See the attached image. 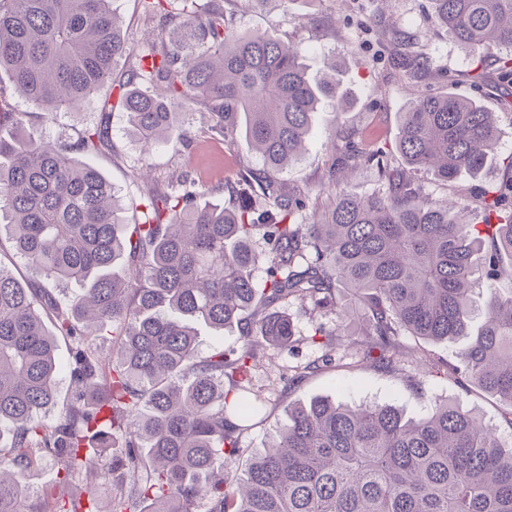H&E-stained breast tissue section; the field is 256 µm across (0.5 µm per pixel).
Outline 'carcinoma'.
<instances>
[{
  "label": "carcinoma",
  "instance_id": "1",
  "mask_svg": "<svg viewBox=\"0 0 512 512\" xmlns=\"http://www.w3.org/2000/svg\"><path fill=\"white\" fill-rule=\"evenodd\" d=\"M140 2L164 39L125 37L111 0H0V70L48 117L109 86L147 150L189 144L188 116L205 109L211 131L228 143L242 131L260 155L265 170L246 181L263 204L199 205L202 184L186 176L163 192L146 185L130 225L92 163L112 149L111 113L56 144L0 96V232L44 280L86 285L64 306L53 289L24 288L0 269V512H100L107 484L111 512H197L202 500L209 512H512V441L448 401L418 419L390 405H294L241 475L227 470L263 409L245 386L249 363L297 342L281 305L308 310L309 340L331 350L344 325L329 330L321 318L343 312L339 288L353 292L365 329L349 347L386 372L405 362L402 336L470 335L474 283L497 280L512 257V175L473 205L433 198L416 175L481 173L498 146L494 113L453 91L413 101L401 116L403 167L332 134L329 184L374 165L380 188L341 191L317 210L270 172L301 157L318 106L341 111L336 64L311 79L293 42L237 31L222 0ZM432 2L470 54L509 51L499 77L512 84V0ZM475 207L482 223L464 222ZM258 235L269 250L255 251ZM482 316L452 371L512 406V295L487 289ZM199 322L237 329L239 344L199 356ZM84 324L112 332V358ZM58 336L70 343L72 397L48 420ZM330 363L327 353L290 369L286 383ZM46 458L59 482L90 483L86 501L31 495L28 473Z\"/></svg>",
  "mask_w": 512,
  "mask_h": 512
}]
</instances>
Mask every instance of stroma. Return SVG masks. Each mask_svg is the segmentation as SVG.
<instances>
[{
	"label": "stroma",
	"instance_id": "stroma-1",
	"mask_svg": "<svg viewBox=\"0 0 512 512\" xmlns=\"http://www.w3.org/2000/svg\"><path fill=\"white\" fill-rule=\"evenodd\" d=\"M224 11L233 17L238 30L261 29L298 42L311 78L322 77L327 61L336 63L340 90L349 98L347 105L338 114L326 108L313 113L311 135L301 160L277 176L311 206L325 204L332 197L326 189L329 155L325 143L333 129H341L363 149H385L396 163L400 160L396 145L402 112L421 96L450 90L495 112L500 127L497 152L480 177L462 176L445 182L424 173L419 182L437 199H475L502 178L504 164L512 159V89L499 86L498 56L494 53L484 56L483 77L474 80L468 53L435 24L430 0H293L285 9L273 0L264 11L250 9L247 0H224ZM401 56L418 60V67H399ZM0 92L11 96L27 128L53 141L97 122L104 100L103 95H95L81 111H62L49 119L13 94L3 74ZM111 126L112 149L96 155L95 163L127 204L125 216L130 221L136 216L131 204L139 200L141 190L133 173L142 161L150 162V176L159 185L186 173L210 184L206 201L227 206L239 200L243 170L261 166L245 138L229 145L222 137L211 135L209 116L201 109L192 116L195 138L190 145L159 146L147 156L129 134L121 111H113ZM220 182L227 184V191H214V184ZM403 344L410 354L403 370H378L371 363L357 361L343 345L334 351L329 367L309 374L291 388L285 387L283 380L288 367L321 357L322 348L304 343L289 351L265 350L253 365L249 382L250 389L265 401L262 420L242 434L244 453L229 463V472L238 473L247 460L272 442L289 406L316 398L328 397L348 405H392L414 418L427 414L436 402L448 400L480 415L503 437L512 438L511 408L477 387L461 386L453 377L427 370L418 357L419 343L412 337H405Z\"/></svg>",
	"mask_w": 512,
	"mask_h": 512
}]
</instances>
